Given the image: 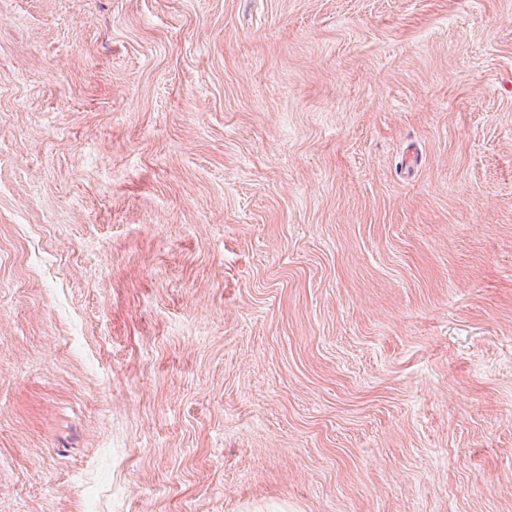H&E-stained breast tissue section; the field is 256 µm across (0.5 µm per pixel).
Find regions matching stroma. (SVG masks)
Masks as SVG:
<instances>
[{
  "mask_svg": "<svg viewBox=\"0 0 512 512\" xmlns=\"http://www.w3.org/2000/svg\"><path fill=\"white\" fill-rule=\"evenodd\" d=\"M0 512H512V0H0Z\"/></svg>",
  "mask_w": 512,
  "mask_h": 512,
  "instance_id": "obj_1",
  "label": "stroma"
}]
</instances>
